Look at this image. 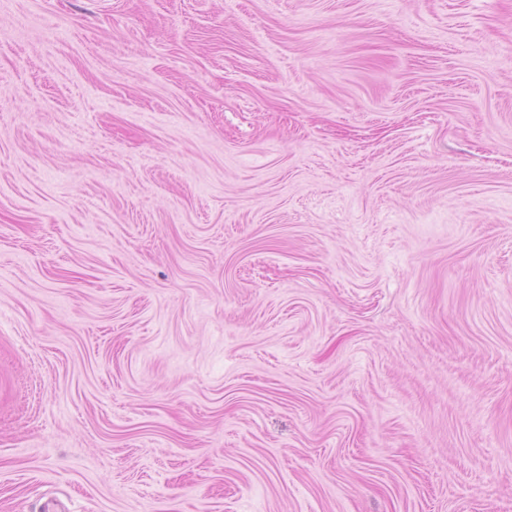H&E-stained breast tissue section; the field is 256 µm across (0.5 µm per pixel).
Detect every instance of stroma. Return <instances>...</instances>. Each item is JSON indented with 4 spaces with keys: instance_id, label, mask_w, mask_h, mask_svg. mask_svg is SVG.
I'll list each match as a JSON object with an SVG mask.
<instances>
[{
    "instance_id": "obj_1",
    "label": "stroma",
    "mask_w": 512,
    "mask_h": 512,
    "mask_svg": "<svg viewBox=\"0 0 512 512\" xmlns=\"http://www.w3.org/2000/svg\"><path fill=\"white\" fill-rule=\"evenodd\" d=\"M0 512H512V0H0Z\"/></svg>"
}]
</instances>
